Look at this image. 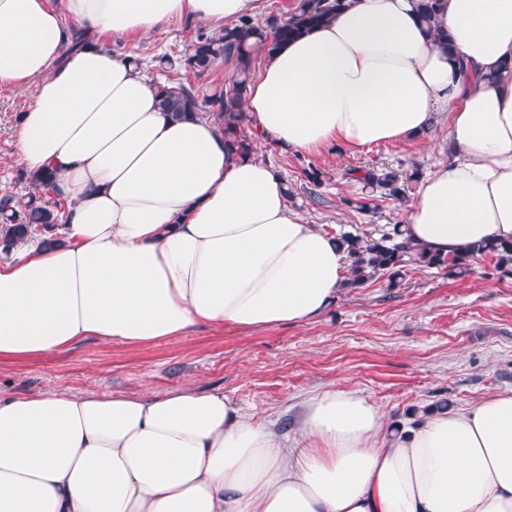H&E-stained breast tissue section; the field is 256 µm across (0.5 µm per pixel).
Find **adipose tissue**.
I'll return each mask as SVG.
<instances>
[{
  "instance_id": "adipose-tissue-1",
  "label": "adipose tissue",
  "mask_w": 512,
  "mask_h": 512,
  "mask_svg": "<svg viewBox=\"0 0 512 512\" xmlns=\"http://www.w3.org/2000/svg\"><path fill=\"white\" fill-rule=\"evenodd\" d=\"M267 0H0V93L35 84L16 162L54 173L58 240L0 262V359L94 339L174 341L200 325L304 324L346 254L288 205L279 171L171 119L157 80L104 34L214 29ZM436 43L413 0H351L267 55L245 110L282 152L399 142L448 115L452 157L402 236L441 255L512 240V0H446ZM299 439L220 391L0 395V512H512V394L406 429L357 391L302 405Z\"/></svg>"
}]
</instances>
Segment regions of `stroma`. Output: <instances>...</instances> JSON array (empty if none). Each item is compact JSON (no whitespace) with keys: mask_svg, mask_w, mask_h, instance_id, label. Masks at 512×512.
Here are the masks:
<instances>
[{"mask_svg":"<svg viewBox=\"0 0 512 512\" xmlns=\"http://www.w3.org/2000/svg\"><path fill=\"white\" fill-rule=\"evenodd\" d=\"M197 28L174 22L149 36L108 35L106 46L138 59L158 58L193 40ZM34 86L0 94V178L9 193L27 194L15 164L14 128ZM257 159L281 173L288 203L307 223L336 236L378 232L405 223L408 198L421 178L448 158V115L410 141L357 150L282 153L258 144ZM385 169L403 180L407 198L372 197L364 171ZM319 175L311 187L307 171ZM371 198L373 209L356 204ZM193 386L221 390L246 413L296 439L301 403L340 385L366 396L391 424L408 427L414 410L440 399L461 408L512 392V273L479 259L468 273L410 265L396 287L380 277L340 289L312 321L242 330L199 326L173 342L136 346L86 342L38 359L0 360V393L37 391L138 396Z\"/></svg>","mask_w":512,"mask_h":512,"instance_id":"1","label":"stroma"}]
</instances>
